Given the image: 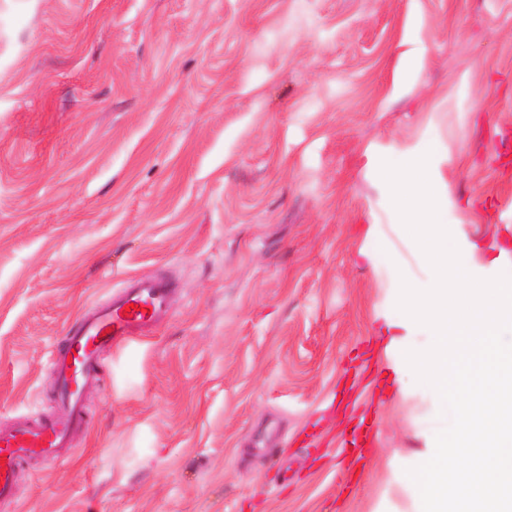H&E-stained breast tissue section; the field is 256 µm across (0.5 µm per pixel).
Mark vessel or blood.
<instances>
[{"mask_svg":"<svg viewBox=\"0 0 512 512\" xmlns=\"http://www.w3.org/2000/svg\"><path fill=\"white\" fill-rule=\"evenodd\" d=\"M171 282L125 278L108 302L88 307L67 346L51 352L49 370L59 414L32 423L20 420L0 429V498L11 496L17 470L31 459L57 460L73 438L88 428L86 388L99 373L106 352L144 336L169 315Z\"/></svg>","mask_w":512,"mask_h":512,"instance_id":"1","label":"vessel or blood"}]
</instances>
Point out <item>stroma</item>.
Returning <instances> with one entry per match:
<instances>
[{
	"mask_svg": "<svg viewBox=\"0 0 512 512\" xmlns=\"http://www.w3.org/2000/svg\"><path fill=\"white\" fill-rule=\"evenodd\" d=\"M423 153L512 273V0H0V426L58 413L87 305L174 282L0 512H404L430 401L386 346L426 266L380 163Z\"/></svg>",
	"mask_w": 512,
	"mask_h": 512,
	"instance_id": "35a3bbf8",
	"label": "stroma"
}]
</instances>
